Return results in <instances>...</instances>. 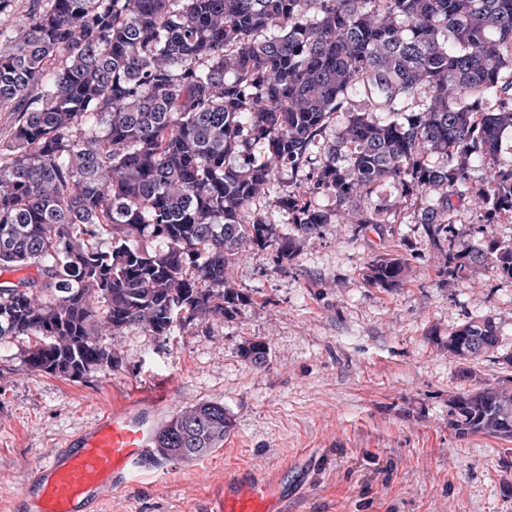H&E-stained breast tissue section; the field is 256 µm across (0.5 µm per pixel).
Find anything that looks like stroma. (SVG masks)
Wrapping results in <instances>:
<instances>
[{
	"mask_svg": "<svg viewBox=\"0 0 512 512\" xmlns=\"http://www.w3.org/2000/svg\"><path fill=\"white\" fill-rule=\"evenodd\" d=\"M288 179L280 172L251 205L279 230L289 224L278 205ZM431 200L386 187L377 201L389 223L357 235L323 225L282 264L269 249L239 251L234 275L249 300L234 317L167 337L135 326L104 333L98 341L117 364L77 380L28 370L27 337L0 340V512L66 435L133 386L167 389L169 416L221 402L233 427L204 457L147 463L148 478L101 512H201L205 492L242 465L282 478L288 512H512V441L449 429L448 396L464 382L442 347L465 321L492 319L498 352L473 368L498 377L497 355L512 354V278L487 263L448 275L413 222ZM485 224L481 199L469 195L455 215L456 250L479 243ZM390 253L407 260L405 284L368 287L365 267ZM253 338L269 346L266 368L240 355Z\"/></svg>",
	"mask_w": 512,
	"mask_h": 512,
	"instance_id": "35a3bbf8",
	"label": "stroma"
}]
</instances>
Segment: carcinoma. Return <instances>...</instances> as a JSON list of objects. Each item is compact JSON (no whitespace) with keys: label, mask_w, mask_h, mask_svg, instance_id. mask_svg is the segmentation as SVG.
<instances>
[{"label":"carcinoma","mask_w":512,"mask_h":512,"mask_svg":"<svg viewBox=\"0 0 512 512\" xmlns=\"http://www.w3.org/2000/svg\"><path fill=\"white\" fill-rule=\"evenodd\" d=\"M0 112L18 116L0 143V266L40 272L0 284V339L34 338L35 372L112 363L105 331L234 317L249 300L240 250L288 262L332 215L352 212L357 234L382 224L371 201L385 186L436 195L413 223L453 277L488 261L512 277V240L452 245L455 202L488 157L486 223H512V0H30L23 24L0 28ZM285 169L280 233L247 210ZM405 272L378 256L363 280L399 288ZM499 343L485 318L445 348L466 363ZM241 355L269 362L262 340ZM459 377L474 386L449 397L448 427L511 440L512 378ZM231 427L220 402L188 406L147 461L205 456Z\"/></svg>","instance_id":"cac0c4a2"}]
</instances>
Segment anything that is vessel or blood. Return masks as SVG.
Returning <instances> with one entry per match:
<instances>
[{"mask_svg": "<svg viewBox=\"0 0 512 512\" xmlns=\"http://www.w3.org/2000/svg\"><path fill=\"white\" fill-rule=\"evenodd\" d=\"M167 397L131 389L36 467L17 501L31 502L30 512H96L108 495L128 492L143 478V461L155 446V413ZM287 500L281 480L258 482L237 471L208 497L203 512H284Z\"/></svg>", "mask_w": 512, "mask_h": 512, "instance_id": "1", "label": "vessel or blood"}]
</instances>
